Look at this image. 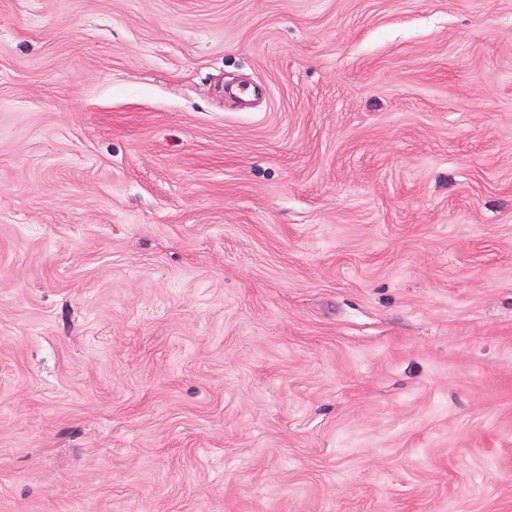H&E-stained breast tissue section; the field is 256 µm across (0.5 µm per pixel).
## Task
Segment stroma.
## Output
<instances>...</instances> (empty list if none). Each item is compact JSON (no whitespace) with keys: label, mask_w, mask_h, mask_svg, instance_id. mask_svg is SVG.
<instances>
[{"label":"stroma","mask_w":512,"mask_h":512,"mask_svg":"<svg viewBox=\"0 0 512 512\" xmlns=\"http://www.w3.org/2000/svg\"><path fill=\"white\" fill-rule=\"evenodd\" d=\"M0 512H512V0H0Z\"/></svg>","instance_id":"1"}]
</instances>
